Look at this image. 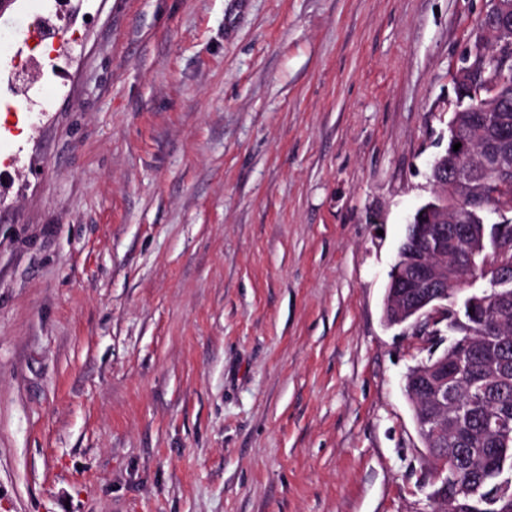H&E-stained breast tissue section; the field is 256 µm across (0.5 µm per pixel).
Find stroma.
Returning <instances> with one entry per match:
<instances>
[{
  "mask_svg": "<svg viewBox=\"0 0 512 512\" xmlns=\"http://www.w3.org/2000/svg\"><path fill=\"white\" fill-rule=\"evenodd\" d=\"M490 0L0 17V512H430L388 326Z\"/></svg>",
  "mask_w": 512,
  "mask_h": 512,
  "instance_id": "obj_1",
  "label": "stroma"
}]
</instances>
